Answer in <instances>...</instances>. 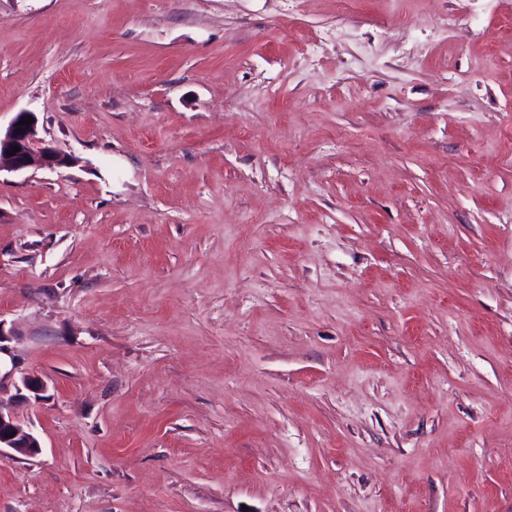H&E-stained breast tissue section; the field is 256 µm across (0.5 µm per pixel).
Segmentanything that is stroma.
Returning <instances> with one entry per match:
<instances>
[{
  "mask_svg": "<svg viewBox=\"0 0 512 512\" xmlns=\"http://www.w3.org/2000/svg\"><path fill=\"white\" fill-rule=\"evenodd\" d=\"M23 110L0 512H512V0H0ZM27 116L32 117L34 122L18 126L21 118ZM11 147H19V152L13 153ZM9 151H12V155H8ZM3 159L7 160L11 172L33 167L56 170L69 167L75 161L71 154L58 150L38 136L37 117L30 111L18 112L3 135L0 129V172ZM21 387L17 386V393L13 398L15 399H30V396H27L22 393L23 390L27 391L29 395L37 399H42L44 397V393L47 390V383L37 375L23 374L21 376ZM13 402L5 401L0 396V453L2 448H10L23 456H37L41 453V442L30 428L17 419L12 409Z\"/></svg>",
  "mask_w": 512,
  "mask_h": 512,
  "instance_id": "obj_1",
  "label": "stroma"
}]
</instances>
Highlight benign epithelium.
<instances>
[{
  "instance_id": "1",
  "label": "benign epithelium",
  "mask_w": 512,
  "mask_h": 512,
  "mask_svg": "<svg viewBox=\"0 0 512 512\" xmlns=\"http://www.w3.org/2000/svg\"><path fill=\"white\" fill-rule=\"evenodd\" d=\"M35 117V113L21 111L16 114L5 133L0 134V161L8 162L12 172L29 168L56 170L74 163V158L38 136L37 122L21 124L23 117ZM19 151L9 154L11 148ZM16 399H41L47 390V383L37 375L24 374L21 385L16 387ZM10 448L18 454L34 457L41 453V442L32 430L24 426L15 416L12 401L0 398V449Z\"/></svg>"
}]
</instances>
